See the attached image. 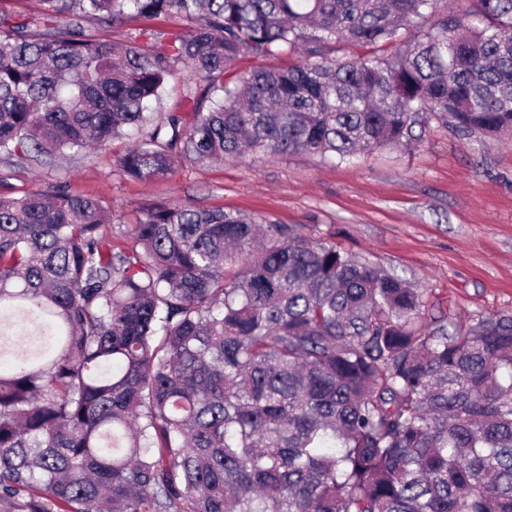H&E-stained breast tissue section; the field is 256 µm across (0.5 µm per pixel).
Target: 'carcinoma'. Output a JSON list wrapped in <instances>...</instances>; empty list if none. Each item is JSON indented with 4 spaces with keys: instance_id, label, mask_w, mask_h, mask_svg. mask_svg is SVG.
<instances>
[{
    "instance_id": "cac0c4a2",
    "label": "carcinoma",
    "mask_w": 512,
    "mask_h": 512,
    "mask_svg": "<svg viewBox=\"0 0 512 512\" xmlns=\"http://www.w3.org/2000/svg\"><path fill=\"white\" fill-rule=\"evenodd\" d=\"M41 2L0 6L1 161L128 130L115 164L146 183L181 159L401 149L417 115L512 134V0ZM133 15L186 30L87 27ZM180 64L192 111H154ZM110 224L63 184L0 193L1 504L512 512V316L450 334L403 279L241 211L144 203L131 247ZM186 22L177 17L149 18L144 16H133L128 18L121 26L108 27L105 25L90 24L89 29L100 36L101 40L107 42H121L127 33L139 31L167 32L173 29H183Z\"/></svg>"
}]
</instances>
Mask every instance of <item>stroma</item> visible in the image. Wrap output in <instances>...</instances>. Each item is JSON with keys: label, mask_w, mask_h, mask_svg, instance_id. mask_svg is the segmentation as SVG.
Here are the masks:
<instances>
[{"label": "stroma", "mask_w": 512, "mask_h": 512, "mask_svg": "<svg viewBox=\"0 0 512 512\" xmlns=\"http://www.w3.org/2000/svg\"><path fill=\"white\" fill-rule=\"evenodd\" d=\"M184 26L177 17L134 16L92 31L119 42L129 33ZM412 133L408 148L351 161L295 153L185 162L150 184L115 166L129 144L120 138L47 162H0V183L15 196L65 183L110 203L113 224L123 226L150 199L266 216L399 275L422 293L426 316L448 327L512 314V140L462 138L435 119Z\"/></svg>", "instance_id": "35a3bbf8"}]
</instances>
